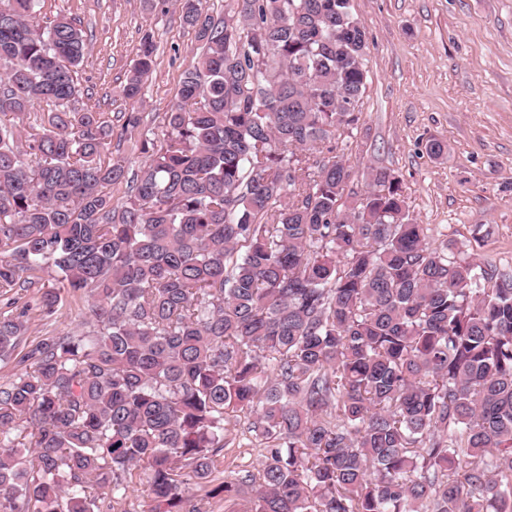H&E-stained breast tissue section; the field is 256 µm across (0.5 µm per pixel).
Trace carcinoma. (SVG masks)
<instances>
[{
  "instance_id": "cac0c4a2",
  "label": "carcinoma",
  "mask_w": 512,
  "mask_h": 512,
  "mask_svg": "<svg viewBox=\"0 0 512 512\" xmlns=\"http://www.w3.org/2000/svg\"><path fill=\"white\" fill-rule=\"evenodd\" d=\"M39 2L0 0V512H111L137 487L148 512H512V274L430 239L394 172L347 191L351 0H174L200 51L162 135L121 116L132 174L75 107L83 30ZM67 296L83 330L21 345ZM234 442L259 467L194 496Z\"/></svg>"
}]
</instances>
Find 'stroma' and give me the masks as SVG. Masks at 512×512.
<instances>
[{"mask_svg": "<svg viewBox=\"0 0 512 512\" xmlns=\"http://www.w3.org/2000/svg\"><path fill=\"white\" fill-rule=\"evenodd\" d=\"M369 38L367 81L344 159L351 191L368 167L400 177L409 213L457 240L466 257L512 271V0H351ZM44 21L79 22L89 53L81 106L116 119L143 36L155 71L137 108L159 133L198 43L171 0H41ZM446 154L431 157L430 140Z\"/></svg>", "mask_w": 512, "mask_h": 512, "instance_id": "stroma-1", "label": "stroma"}]
</instances>
